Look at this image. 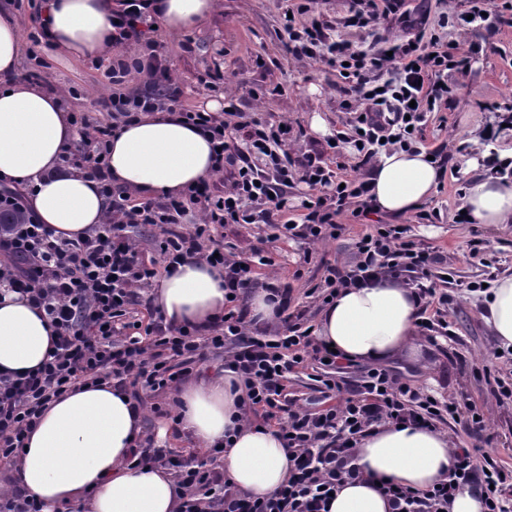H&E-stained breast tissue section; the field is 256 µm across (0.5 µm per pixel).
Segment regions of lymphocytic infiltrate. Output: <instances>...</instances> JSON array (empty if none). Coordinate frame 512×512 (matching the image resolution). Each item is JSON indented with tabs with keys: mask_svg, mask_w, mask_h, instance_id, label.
<instances>
[{
	"mask_svg": "<svg viewBox=\"0 0 512 512\" xmlns=\"http://www.w3.org/2000/svg\"><path fill=\"white\" fill-rule=\"evenodd\" d=\"M112 44L139 45L136 57L113 58L105 76L112 93L100 97L97 116L71 113L72 126L81 133L79 149L65 150L63 168L82 171L97 181L110 207L103 223L82 238L54 237L28 206L25 192L0 184V287L26 294L42 311L52 329L53 347L38 368L0 374V460L19 462L26 442L47 405L67 392L107 380L148 389L153 411H160L161 394L177 390L193 368L208 354L223 353L224 368L243 385L237 425L248 426L254 414L275 423L288 450L291 468L287 481L273 494L253 497L233 488L217 464L224 450L177 453L151 445L135 450L136 462L149 461L174 475L181 491L180 512H328L330 494L344 479L357 478L355 448L372 428L385 424L432 427L441 419H473L484 428L474 407L456 399L439 400L411 386L387 370L369 368L352 390L333 379L324 380L328 407L312 413L303 407L281 410L284 374L305 356L336 361L337 356L315 342L311 329L300 328L287 317V288L270 283L266 289L279 298L283 313L273 331L258 328L249 317V298L258 286L253 258L222 253L214 233L227 224L270 223L274 213L288 206V190L295 182L313 188L302 201V227L285 226L288 237L300 236L318 243L341 235L337 218L350 206L369 207V180L364 168L382 152L411 148L428 112L448 97L441 76L453 70L467 75L469 54L457 52L441 31L447 27L476 32L490 23L487 0H469L467 10L441 13L429 27L428 13L410 7L408 0H348L345 27L374 30L381 13L397 15L402 33L385 49L369 52L341 38L329 43L319 22L297 26L286 19V49L293 58L325 61L345 68L341 93L353 112V136L337 134V142L356 147V174L343 178L324 166L321 157L288 155L293 139L288 121L266 126L257 120H236V109L205 112L184 108L165 56L151 38L153 25L145 12L146 0H117ZM145 75L142 89L122 92L131 74ZM180 113L193 126L207 132L215 150V176L223 190L203 181L184 195L134 200L113 186L107 154L112 134L120 124L144 112ZM261 158L263 167L253 165ZM160 230L157 259H144L129 231L137 226ZM352 264L328 269L321 286L311 290L316 302L335 298L337 290L376 274H390L414 288L421 306L447 305L438 294L431 270L442 262L440 253L404 240L400 228L380 224L355 244ZM196 257L224 269V293L229 297L224 314L208 329L175 326L158 319L144 336L123 334L117 324L128 307L142 303L145 288L157 275L156 263L173 270L185 258ZM478 484L483 512H512V473L492 458H479L469 449L454 451L445 477L426 491H414L390 481L380 491L392 512H446L456 490Z\"/></svg>",
	"mask_w": 512,
	"mask_h": 512,
	"instance_id": "obj_1",
	"label": "lymphocytic infiltrate"
}]
</instances>
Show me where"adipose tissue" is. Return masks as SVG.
<instances>
[{
  "mask_svg": "<svg viewBox=\"0 0 512 512\" xmlns=\"http://www.w3.org/2000/svg\"><path fill=\"white\" fill-rule=\"evenodd\" d=\"M113 0H47L43 18L58 53L102 58L112 48ZM215 0H155L150 13L167 30L192 31ZM23 46L13 15L0 10V182L25 189L28 204L55 237L72 240L101 223L107 200L98 183L58 166L77 134L59 93L21 80ZM114 184L146 196L179 195L208 179L213 166L207 134L177 113L155 111L123 124L107 159ZM441 171L426 152L383 154L371 176L376 209L405 215L434 193ZM465 208L480 224H512V181L488 176L467 188ZM166 321L206 325L224 313V271L196 258L163 274L152 291ZM499 348L512 350V275L496 281L486 299ZM419 301L402 279L380 274L337 292L320 318L317 340L351 363L386 364L415 356ZM51 329L26 297L0 292V372L41 365ZM232 374L183 386L180 429L198 445L223 441L239 413ZM142 413L130 394L110 384L84 386L50 403L31 434L15 479L42 502L43 512L77 506L84 512H177L167 470L129 468ZM361 476L343 483L329 512H392L377 483L390 480L424 491L447 474V436L414 425H386L356 451ZM289 460L277 430L242 429L224 450V473L244 493L274 492L288 478Z\"/></svg>",
  "mask_w": 512,
  "mask_h": 512,
  "instance_id": "1",
  "label": "adipose tissue"
}]
</instances>
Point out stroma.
Returning a JSON list of instances; mask_svg holds the SVG:
<instances>
[{"label":"stroma","mask_w":512,"mask_h":512,"mask_svg":"<svg viewBox=\"0 0 512 512\" xmlns=\"http://www.w3.org/2000/svg\"><path fill=\"white\" fill-rule=\"evenodd\" d=\"M306 2L309 12L301 16V23L316 19L328 35H342L355 42L362 39L363 30L343 25L346 0ZM285 6V0H217L215 12L202 28L187 35L160 31L173 75L183 91L182 103L198 109L210 100L229 99L246 118L266 125L289 119L299 132L289 146L290 153H323L329 168H340L342 175L352 176L355 160L350 146L333 153L326 144L327 138L352 131L339 90L341 78L326 64L298 62L286 55ZM448 39L463 53L473 41L481 43L482 50L473 55L466 77L449 73L448 101L430 114L422 131L425 150L450 139L466 147L442 168L439 187L431 198L406 215L374 210L356 218L344 213L339 218L345 226L340 238L323 243L286 238L279 225L262 223L225 225L219 238L228 253L261 246L271 263L255 265L256 278L287 286L289 311L302 314L305 324L312 327L318 324L321 308L310 298V289L323 282L327 266L350 263L358 238L376 225L401 227L405 239L445 255L448 271L434 273L433 279L438 291L450 298L445 311L448 332L433 339L417 336L420 356L399 357L390 362L389 368L437 398L451 396L476 406L486 418L487 432L493 437L491 444H484L463 422L444 420L437 423V431L447 434L452 447L487 448L498 464L512 470V397L499 392L503 386L512 389V359L498 357L484 295L473 289L476 283L512 274V224L473 226L454 221L470 178L486 172L480 164L484 154L481 134L494 120L492 109L512 104V11L502 13L490 28L477 35L449 29ZM185 42L190 43V51L182 50ZM38 55L35 61L23 59V69L43 61L53 86L64 93L68 111L94 112L96 99L109 94L100 61L70 60L43 48ZM206 72L220 75L218 90L199 85V75ZM316 114L324 120L327 136L312 132L310 120ZM472 159L478 166L471 170L467 163ZM475 238L481 241L483 255L479 258L469 254V243ZM361 370V365L354 364L337 374L317 360L306 359L284 378V402L317 412L324 406L322 380L334 376L350 383ZM161 403L169 413L176 410V394L166 395ZM169 413L162 416L143 408L142 436L153 438L163 448L195 450L193 440L178 429Z\"/></svg>","instance_id":"1"}]
</instances>
